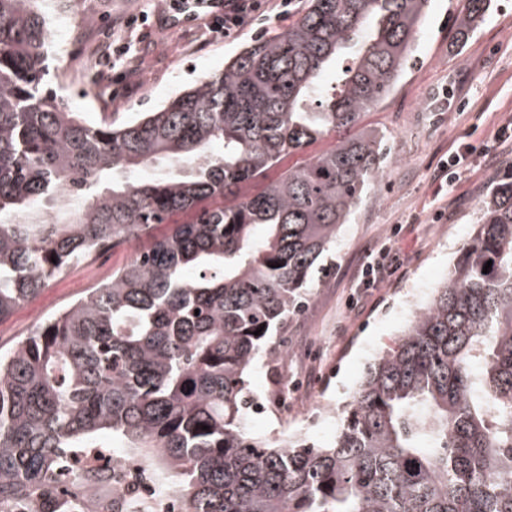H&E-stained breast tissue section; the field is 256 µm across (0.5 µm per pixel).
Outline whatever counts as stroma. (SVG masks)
Segmentation results:
<instances>
[{
	"label": "stroma",
	"mask_w": 512,
	"mask_h": 512,
	"mask_svg": "<svg viewBox=\"0 0 512 512\" xmlns=\"http://www.w3.org/2000/svg\"><path fill=\"white\" fill-rule=\"evenodd\" d=\"M78 2L97 24L69 41L63 53L49 54L44 85L58 90L65 104L87 121L117 124L134 120L223 69L225 60L244 44L286 32L304 5V0H294L287 16L268 18L263 25L214 41L205 21L187 25L155 15L159 0ZM462 8L463 0H432L406 75L385 103L362 117L363 124L385 132L386 159L396 167L340 227L323 259L324 269L308 285L304 305L268 338L270 356L252 366V394H271L281 405L277 416L260 419L247 413L244 423L254 435L296 434L313 440L335 436L336 425L322 428L292 414L295 392L305 393L313 404L341 410L375 356L408 324L406 294L418 295L423 303L430 299L451 271L458 247L472 235L483 197L512 171L511 159L492 167L472 155L455 189L439 195L431 182L459 136L481 144L512 116V0H490L484 22L460 42L455 32ZM140 11L152 14L153 23L126 60L113 66L96 57L72 90L61 89V72L83 56L86 45L100 43L112 22ZM116 70L125 73L124 82H113ZM444 86L452 93L447 110L438 97ZM437 209L444 213L438 223L432 219ZM149 244L145 238L113 249L50 282L0 319V349L29 336ZM383 247L389 250V273L377 287H359L358 274L368 254ZM352 296L358 304L351 309L347 300Z\"/></svg>",
	"instance_id": "35a3bbf8"
}]
</instances>
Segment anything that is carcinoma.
<instances>
[{"label":"carcinoma","instance_id":"carcinoma-1","mask_svg":"<svg viewBox=\"0 0 512 512\" xmlns=\"http://www.w3.org/2000/svg\"><path fill=\"white\" fill-rule=\"evenodd\" d=\"M429 3L305 0L287 32L117 125L43 87L46 19L36 0H0V319L73 265L192 213L0 351V512H75L60 455L104 437L157 450L181 512H512V176L332 440L284 445L244 425L266 337L383 174L384 134L360 117L394 90ZM487 10L466 0L457 34ZM345 58L338 88L322 89L319 73ZM156 162L168 173L131 177Z\"/></svg>","mask_w":512,"mask_h":512}]
</instances>
